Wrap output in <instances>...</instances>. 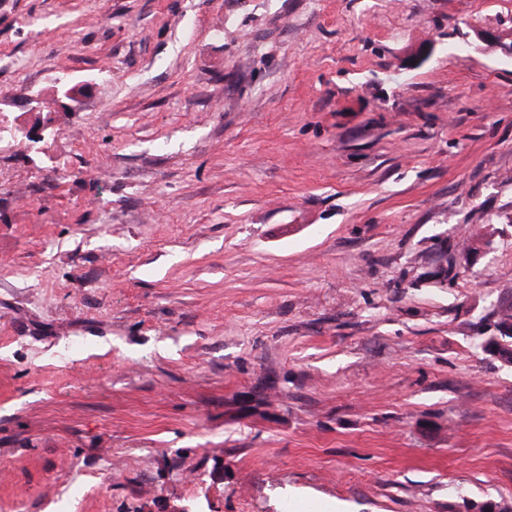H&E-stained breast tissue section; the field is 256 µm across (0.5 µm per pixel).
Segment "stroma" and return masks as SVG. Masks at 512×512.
<instances>
[{
    "label": "stroma",
    "instance_id": "1",
    "mask_svg": "<svg viewBox=\"0 0 512 512\" xmlns=\"http://www.w3.org/2000/svg\"><path fill=\"white\" fill-rule=\"evenodd\" d=\"M480 30L512 0H0V512L512 510Z\"/></svg>",
    "mask_w": 512,
    "mask_h": 512
}]
</instances>
